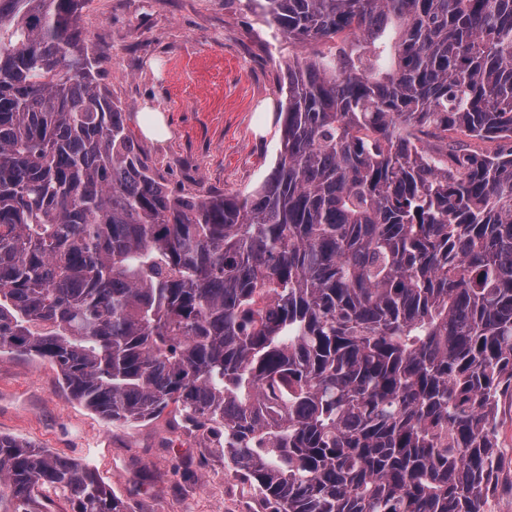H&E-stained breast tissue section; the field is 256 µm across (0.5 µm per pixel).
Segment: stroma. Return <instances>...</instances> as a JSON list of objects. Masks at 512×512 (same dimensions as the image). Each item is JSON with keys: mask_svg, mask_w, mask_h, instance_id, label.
<instances>
[{"mask_svg": "<svg viewBox=\"0 0 512 512\" xmlns=\"http://www.w3.org/2000/svg\"><path fill=\"white\" fill-rule=\"evenodd\" d=\"M81 24L111 59L104 83L128 120L147 102L169 116V140L139 141L169 186L249 190L272 171L275 107L296 48L252 0H88ZM498 417L506 478L491 512H512L511 394ZM0 435L90 465L131 512H268L179 413L109 421L76 401L46 360L0 355Z\"/></svg>", "mask_w": 512, "mask_h": 512, "instance_id": "obj_1", "label": "stroma"}]
</instances>
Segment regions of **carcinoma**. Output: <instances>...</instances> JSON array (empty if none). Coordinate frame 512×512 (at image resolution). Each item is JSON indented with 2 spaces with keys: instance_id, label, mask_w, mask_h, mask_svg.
Returning <instances> with one entry per match:
<instances>
[{
  "instance_id": "cac0c4a2",
  "label": "carcinoma",
  "mask_w": 512,
  "mask_h": 512,
  "mask_svg": "<svg viewBox=\"0 0 512 512\" xmlns=\"http://www.w3.org/2000/svg\"><path fill=\"white\" fill-rule=\"evenodd\" d=\"M82 0H0V353L175 405L271 512H488L512 392V0H263L299 47L277 162L172 190ZM130 512L0 435V512Z\"/></svg>"
}]
</instances>
